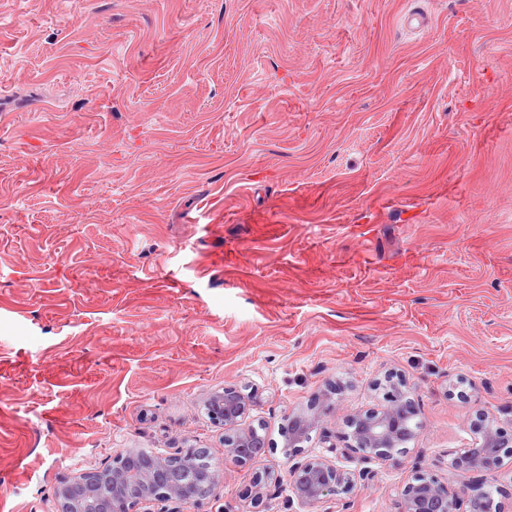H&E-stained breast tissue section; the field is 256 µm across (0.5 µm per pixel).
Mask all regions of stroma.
I'll use <instances>...</instances> for the list:
<instances>
[{
  "label": "stroma",
  "mask_w": 512,
  "mask_h": 512,
  "mask_svg": "<svg viewBox=\"0 0 512 512\" xmlns=\"http://www.w3.org/2000/svg\"><path fill=\"white\" fill-rule=\"evenodd\" d=\"M428 32L401 24L410 10ZM407 381L416 437L347 451L348 415ZM369 470L312 512H398L512 430V0H0V512L136 448H202L224 479L183 512H253L207 403ZM207 406L211 420L224 428L239 426L247 410L245 398L233 387H224L223 392L215 393ZM479 444L476 448H468L463 453L454 457L450 463L456 472H464L473 467L474 456L483 458L484 465L480 468L494 472L502 462V453L505 448H510L505 454L512 456V434H505L494 420L486 422L481 428Z\"/></svg>",
  "instance_id": "1"
}]
</instances>
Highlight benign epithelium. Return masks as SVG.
<instances>
[{
	"label": "benign epithelium",
	"instance_id": "obj_1",
	"mask_svg": "<svg viewBox=\"0 0 512 512\" xmlns=\"http://www.w3.org/2000/svg\"><path fill=\"white\" fill-rule=\"evenodd\" d=\"M387 404L348 416L347 439L355 451L369 452L379 459H390L399 447L414 438L411 420L416 410L408 393V383L392 377L386 380ZM211 420L226 428H238L235 437L226 441L225 456L241 467L252 469L255 488L254 507L263 504L264 490L269 483V473L259 469L265 440L255 428H242L240 422L247 410L245 398L233 387L215 393L208 401ZM334 409L331 396L323 394L308 412L289 413L283 426L288 435V478L298 505L310 508L324 503L330 496L348 494L361 472L339 467L336 459L325 456L303 455L301 444L309 432L321 425ZM512 455V434L504 433L494 421L481 427L479 444L454 457L450 463L456 472L472 468V459L483 458L482 469L493 472L502 462V453ZM199 449L185 448L174 456H148L142 451L127 448L117 453L112 465L101 470H88L60 482L56 491L58 512H154V504L172 503L174 507L164 512H181L180 507L195 502L191 488L198 476L190 468V460ZM459 497L448 493V488L436 477L418 476L401 492L399 512H460Z\"/></svg>",
	"mask_w": 512,
	"mask_h": 512
}]
</instances>
